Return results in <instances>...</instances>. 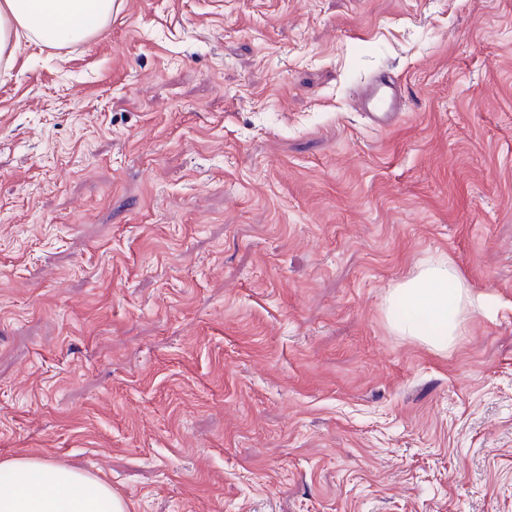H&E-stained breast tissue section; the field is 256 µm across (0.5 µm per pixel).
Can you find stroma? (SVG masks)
<instances>
[{"mask_svg":"<svg viewBox=\"0 0 512 512\" xmlns=\"http://www.w3.org/2000/svg\"><path fill=\"white\" fill-rule=\"evenodd\" d=\"M120 2L0 74V460L128 512H512V0ZM430 257L491 299L445 353L384 309ZM356 108L374 128L396 122L405 110V100L399 81L391 73L382 72L360 87Z\"/></svg>","mask_w":512,"mask_h":512,"instance_id":"1","label":"stroma"}]
</instances>
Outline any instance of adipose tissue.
I'll return each mask as SVG.
<instances>
[{"label":"adipose tissue","instance_id":"obj_1","mask_svg":"<svg viewBox=\"0 0 512 512\" xmlns=\"http://www.w3.org/2000/svg\"><path fill=\"white\" fill-rule=\"evenodd\" d=\"M113 7L114 0H0V71L13 69L22 42L64 47L98 36ZM483 306V298L443 258L420 262L385 299L397 334L440 352L455 346L467 319ZM0 512H127V504L86 472L16 457L0 463Z\"/></svg>","mask_w":512,"mask_h":512}]
</instances>
